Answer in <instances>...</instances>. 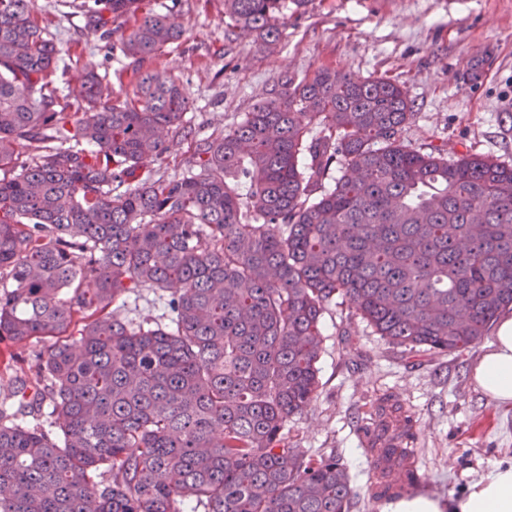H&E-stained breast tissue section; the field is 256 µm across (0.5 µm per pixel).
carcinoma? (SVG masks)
Returning a JSON list of instances; mask_svg holds the SVG:
<instances>
[{"instance_id": "carcinoma-1", "label": "carcinoma", "mask_w": 512, "mask_h": 512, "mask_svg": "<svg viewBox=\"0 0 512 512\" xmlns=\"http://www.w3.org/2000/svg\"><path fill=\"white\" fill-rule=\"evenodd\" d=\"M138 2L79 4L135 75L123 93L93 61L79 88L56 85L35 0H0V512H350L343 459L283 436L317 394L323 315L340 298L394 345L479 343L512 310V166L408 147L403 86L327 69L279 78L199 138L186 89L152 66L181 15ZM280 13L224 0L267 50ZM175 138L189 169L139 177ZM20 139L36 143L21 162ZM143 288L171 292L168 324L119 317ZM48 338L28 359L12 349ZM413 429L378 399L374 498L419 482Z\"/></svg>"}]
</instances>
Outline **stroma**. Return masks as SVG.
<instances>
[{
  "mask_svg": "<svg viewBox=\"0 0 512 512\" xmlns=\"http://www.w3.org/2000/svg\"><path fill=\"white\" fill-rule=\"evenodd\" d=\"M35 7L62 49L75 55L101 48L99 32L69 0H35ZM181 13L185 35L156 63L183 81L199 135L235 125L281 75L327 68L403 85L415 110L403 133L409 147L433 143L452 158L471 151L512 165V0H310L305 12L285 15L281 44L271 53L240 36L224 0H181ZM478 58L479 79L464 80ZM121 315L134 326L162 323L168 309L144 288L126 296ZM323 322L317 397L284 434L290 447L343 458L356 491L351 512L388 506L371 496L376 478L361 431L387 393L416 422L420 492L464 493L512 461V406L495 404L472 379L485 344L455 354L409 352L336 305Z\"/></svg>",
  "mask_w": 512,
  "mask_h": 512,
  "instance_id": "35a3bbf8",
  "label": "stroma"
}]
</instances>
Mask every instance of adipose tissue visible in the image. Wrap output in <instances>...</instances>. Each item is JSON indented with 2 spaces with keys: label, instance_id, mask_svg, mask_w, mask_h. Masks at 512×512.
Masks as SVG:
<instances>
[{
  "label": "adipose tissue",
  "instance_id": "1",
  "mask_svg": "<svg viewBox=\"0 0 512 512\" xmlns=\"http://www.w3.org/2000/svg\"><path fill=\"white\" fill-rule=\"evenodd\" d=\"M476 385L496 403L512 404V318L502 320L474 367ZM390 512H512V462L498 465L461 496H414L391 504Z\"/></svg>",
  "mask_w": 512,
  "mask_h": 512
}]
</instances>
